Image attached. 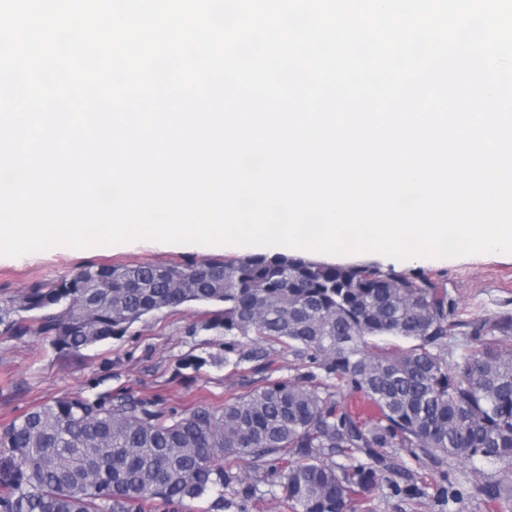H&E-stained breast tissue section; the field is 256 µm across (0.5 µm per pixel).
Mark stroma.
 Returning <instances> with one entry per match:
<instances>
[{
    "label": "stroma",
    "instance_id": "35a3bbf8",
    "mask_svg": "<svg viewBox=\"0 0 512 512\" xmlns=\"http://www.w3.org/2000/svg\"><path fill=\"white\" fill-rule=\"evenodd\" d=\"M242 248L167 244L142 240L78 250L54 247L20 257L0 256V297L71 274L90 265H185L214 258L245 256ZM348 263H374L410 277L427 278L448 291L456 309V326L448 338V360L458 362L474 349L473 325H490L512 317V254L486 253L448 259L402 261L381 254L351 255ZM208 305L187 303L143 317L125 336L112 338L71 355L49 338L17 339L0 333V429L31 408L61 396L103 393L149 397L160 408L188 411L199 403L222 407L225 401L263 383L250 342L240 348L241 362L185 367L188 355L224 351V332L205 329ZM326 460L375 470L377 486L371 512H512L481 492L501 476L491 459L469 463L459 458L435 460L414 448H378L374 452L326 453ZM240 472L247 494L227 496L223 512H288L279 486L243 457Z\"/></svg>",
    "mask_w": 512,
    "mask_h": 512
}]
</instances>
